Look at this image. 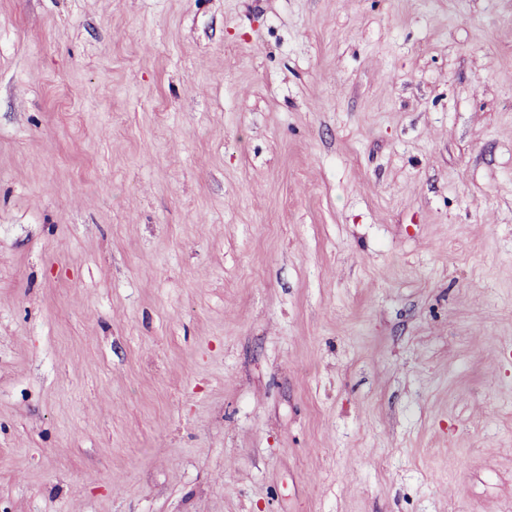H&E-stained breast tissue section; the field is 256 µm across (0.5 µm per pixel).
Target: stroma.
<instances>
[{"mask_svg":"<svg viewBox=\"0 0 512 512\" xmlns=\"http://www.w3.org/2000/svg\"><path fill=\"white\" fill-rule=\"evenodd\" d=\"M0 512H512V0H0Z\"/></svg>","mask_w":512,"mask_h":512,"instance_id":"35a3bbf8","label":"stroma"}]
</instances>
